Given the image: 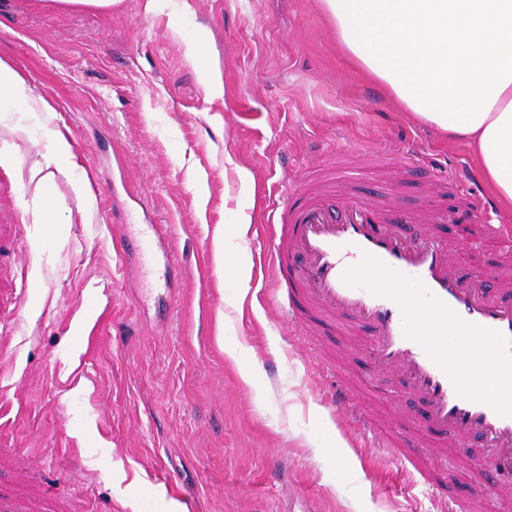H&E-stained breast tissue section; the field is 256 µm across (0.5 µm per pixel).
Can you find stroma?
<instances>
[{"label": "stroma", "mask_w": 512, "mask_h": 512, "mask_svg": "<svg viewBox=\"0 0 512 512\" xmlns=\"http://www.w3.org/2000/svg\"><path fill=\"white\" fill-rule=\"evenodd\" d=\"M143 3L0 0V60L51 106L0 112V489L50 486L56 512H172L188 497L195 512H280L286 497L297 512H439L323 401L321 355L274 298L267 215L289 198L285 172L361 146L360 187L423 206L419 180L388 160L412 143L490 198L472 151L356 67L318 0ZM59 133L70 150L48 201L31 173ZM109 182L121 192L99 195ZM150 223L172 227L168 289L114 249ZM327 343L379 423L412 431L413 399L346 337ZM425 463L454 471L482 512H512L468 457L448 447ZM121 0H51V4L59 9H93L99 12H108Z\"/></svg>", "instance_id": "stroma-1"}]
</instances>
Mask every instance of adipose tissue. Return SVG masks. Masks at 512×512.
I'll use <instances>...</instances> for the list:
<instances>
[{"mask_svg": "<svg viewBox=\"0 0 512 512\" xmlns=\"http://www.w3.org/2000/svg\"><path fill=\"white\" fill-rule=\"evenodd\" d=\"M343 49L413 117L473 151L512 212V0H320Z\"/></svg>", "mask_w": 512, "mask_h": 512, "instance_id": "ef3b65f1", "label": "adipose tissue"}]
</instances>
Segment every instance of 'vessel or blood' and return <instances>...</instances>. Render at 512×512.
I'll use <instances>...</instances> for the list:
<instances>
[{
	"instance_id": "obj_1",
	"label": "vessel or blood",
	"mask_w": 512,
	"mask_h": 512,
	"mask_svg": "<svg viewBox=\"0 0 512 512\" xmlns=\"http://www.w3.org/2000/svg\"><path fill=\"white\" fill-rule=\"evenodd\" d=\"M401 165L423 172L438 204L423 211L359 191L355 176L339 171L316 187L298 185V204L275 209L280 227L268 247L273 283L292 320L312 336L340 334L363 345L369 366L398 378L418 402L421 434L387 441L412 484L444 488L421 454L447 446L472 456L476 469L512 493V393L479 394L473 377L487 365L512 372V280L459 265L448 243L449 225L470 217L487 239L512 247V226L495 221L490 203L477 202L452 174L434 169L425 155L405 148ZM413 232H406V225ZM167 231L146 225L120 238V255L152 260L150 273L168 282L174 268ZM333 405L364 427L374 420L346 379L334 377ZM0 512H46L43 500L0 497Z\"/></svg>"
}]
</instances>
